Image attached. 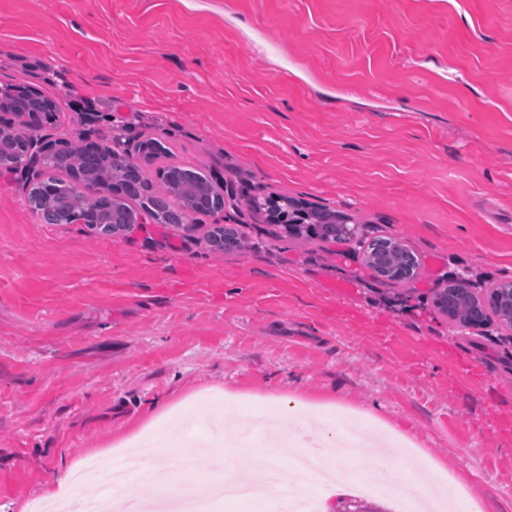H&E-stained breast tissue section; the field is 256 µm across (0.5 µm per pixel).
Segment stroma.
<instances>
[{
    "label": "stroma",
    "instance_id": "stroma-1",
    "mask_svg": "<svg viewBox=\"0 0 512 512\" xmlns=\"http://www.w3.org/2000/svg\"><path fill=\"white\" fill-rule=\"evenodd\" d=\"M5 83L58 103L42 135H149L233 187L250 245L212 251L210 216L47 224L0 170V512L87 461L123 468L125 438L167 434L157 404L187 438L280 398L384 424L422 482L512 512V330L433 304L454 278L512 281V0H0ZM270 195L401 238L417 278L282 236L248 206Z\"/></svg>",
    "mask_w": 512,
    "mask_h": 512
}]
</instances>
